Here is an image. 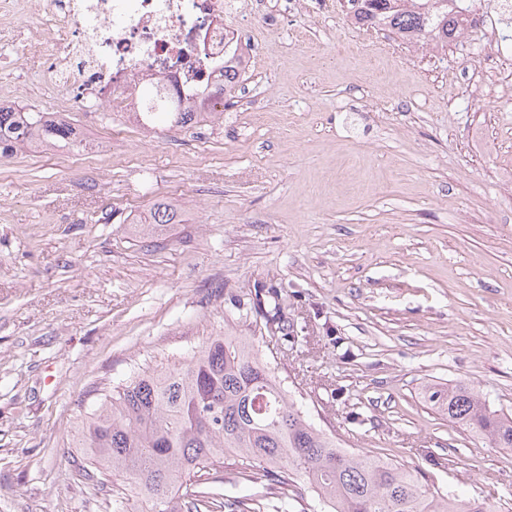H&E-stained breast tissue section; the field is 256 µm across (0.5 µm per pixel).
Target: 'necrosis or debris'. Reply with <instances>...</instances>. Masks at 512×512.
Here are the masks:
<instances>
[{"label":"necrosis or debris","instance_id":"1","mask_svg":"<svg viewBox=\"0 0 512 512\" xmlns=\"http://www.w3.org/2000/svg\"><path fill=\"white\" fill-rule=\"evenodd\" d=\"M326 0H58L62 26L28 42L31 52L49 50L45 75L72 97L111 108L114 121L104 148L141 130L143 113L159 103L189 107L213 93L225 71L237 76L252 66L254 44L224 27V18L245 11L269 27L281 11L321 13ZM512 0H479L465 29L483 36L489 70L473 74L470 95L486 97L512 62Z\"/></svg>","mask_w":512,"mask_h":512}]
</instances>
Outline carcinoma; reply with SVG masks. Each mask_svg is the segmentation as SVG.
Masks as SVG:
<instances>
[{"mask_svg": "<svg viewBox=\"0 0 512 512\" xmlns=\"http://www.w3.org/2000/svg\"><path fill=\"white\" fill-rule=\"evenodd\" d=\"M406 0H363L359 20L379 18L397 30H413L446 46L459 37L462 0H437L434 10ZM202 112L177 109L148 113L186 126ZM74 142L71 124L46 113L0 107V157L23 143L66 147ZM175 211L160 204L144 235L174 223ZM274 306L262 309L261 296ZM267 330H283L284 314L274 287L255 288ZM251 336H210L185 362L145 366L130 379L100 394L74 435L84 452L80 476L97 492L111 486L119 512H290L287 494L270 495L268 482L286 486L297 477L328 512H492L422 486L408 470L388 459L350 452L311 422ZM426 404L448 422L469 428L512 450V416L492 408L463 383H430ZM231 468L254 486L230 497L219 473Z\"/></svg>", "mask_w": 512, "mask_h": 512, "instance_id": "carcinoma-1", "label": "carcinoma"}]
</instances>
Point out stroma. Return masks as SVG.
<instances>
[{
    "label": "stroma",
    "mask_w": 512,
    "mask_h": 512,
    "mask_svg": "<svg viewBox=\"0 0 512 512\" xmlns=\"http://www.w3.org/2000/svg\"><path fill=\"white\" fill-rule=\"evenodd\" d=\"M235 23L262 84L226 96L223 134L162 121L109 156L0 159V512H114L77 473L91 390L223 335L277 356L345 447L512 512V451L420 395L462 382L512 414V96L466 93L479 35L399 55L337 0ZM45 61L0 41V90L51 111L67 98ZM69 102L82 136L111 131L110 110ZM161 203L174 223L140 235ZM260 283L294 347L256 326Z\"/></svg>",
    "instance_id": "1"
}]
</instances>
